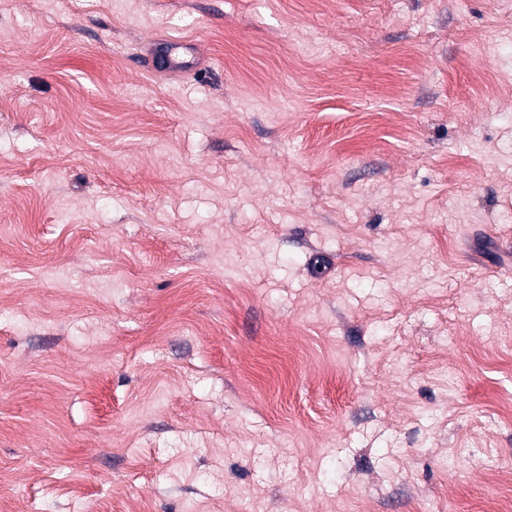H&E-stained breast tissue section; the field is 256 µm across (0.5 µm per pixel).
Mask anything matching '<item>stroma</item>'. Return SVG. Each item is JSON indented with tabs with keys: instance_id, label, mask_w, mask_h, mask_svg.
I'll list each match as a JSON object with an SVG mask.
<instances>
[{
	"instance_id": "35a3bbf8",
	"label": "stroma",
	"mask_w": 512,
	"mask_h": 512,
	"mask_svg": "<svg viewBox=\"0 0 512 512\" xmlns=\"http://www.w3.org/2000/svg\"><path fill=\"white\" fill-rule=\"evenodd\" d=\"M510 399L512 0H0V512H496Z\"/></svg>"
}]
</instances>
